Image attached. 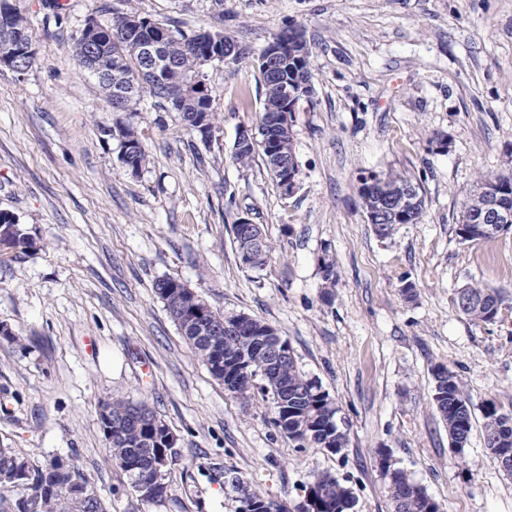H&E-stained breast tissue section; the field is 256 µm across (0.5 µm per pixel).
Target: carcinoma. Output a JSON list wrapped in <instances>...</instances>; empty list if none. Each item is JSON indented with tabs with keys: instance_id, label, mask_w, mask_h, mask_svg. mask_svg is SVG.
Returning a JSON list of instances; mask_svg holds the SVG:
<instances>
[{
	"instance_id": "1",
	"label": "carcinoma",
	"mask_w": 512,
	"mask_h": 512,
	"mask_svg": "<svg viewBox=\"0 0 512 512\" xmlns=\"http://www.w3.org/2000/svg\"><path fill=\"white\" fill-rule=\"evenodd\" d=\"M156 20L137 13L112 15L105 24L111 34L98 33L91 37L79 34L74 40L72 53L76 60L89 72L97 73V79L107 92V103L112 102V85L122 76H139L136 84L119 105V111L134 114L144 98L149 97L158 103H167L178 112L177 100L182 94L196 93L195 103L202 112L208 113V123H213L215 112L210 90H199L206 86L201 72L202 61L209 56H224V41L204 42L199 35H188L168 24H160L166 31L164 42L165 57L171 60V66L161 70L159 75L145 72L144 61L138 51L139 43L154 31ZM18 37H27V20L12 8L7 28H0V51L8 48ZM304 56L299 63L289 66L288 79L312 76V47L303 43ZM272 111L268 100H263V112L257 129L256 144L234 146L233 159L240 166L251 163L256 150H261L264 160L275 181H280L279 172L273 167L264 142V129L269 125ZM121 154L125 163L134 172L139 171L147 160L144 147L133 125L124 128L120 138ZM276 151L295 156L293 148L292 126L283 121L277 129V138L273 141ZM505 169L496 173L480 175V185L500 184L508 187L503 203L512 207V150L506 152ZM246 225H233L237 251L242 265L251 261L248 257L251 242L245 234ZM0 235L12 240V247L28 246V237L20 224L14 222V216L0 212ZM179 280L162 278L155 283V293L164 304L172 320L183 329V335L189 341L195 353L206 366L209 373L219 382H224V368L248 361L249 370L254 377H260L262 384L256 386L245 380L229 389V392L245 397L260 390L272 397L274 404L273 422L283 428L288 421L286 437L298 443V447L308 445L317 448L327 438H332L336 452L346 447L348 439L340 428L337 419L338 408L329 394L322 390L319 383L307 378L298 368L295 356L288 363L278 367L263 369L264 359L257 353L254 339L275 332L265 322L249 318L247 328L241 333H222L219 336L220 354H215L199 330H186L180 320V308L184 295L178 288ZM466 298L456 297L455 307L466 318L475 321L492 322L493 306L502 304L498 291L478 284L465 286ZM432 400L437 412L448 429L450 445H460L470 441L473 429V415L468 400L462 394L456 377L448 373L439 385L432 389ZM483 438L486 448L495 454L505 455L512 460V415L502 413L497 405L489 401L483 407ZM103 432L112 433V441L107 443L109 460L123 470L131 479V487L138 491V485L149 479L143 473L144 464L141 455L145 448L167 450L165 437L168 427L145 403L129 398H111L104 402V411L99 414ZM380 469L389 480L390 499L393 512H440V505L430 497L426 490L414 483L404 471L392 467L390 457L380 453ZM22 469L28 473L25 484L27 493L32 495L34 512H106L100 497L88 499L80 495L83 485L88 483L80 469L73 465L53 464L44 470H33L27 459L11 448H0V512H17L19 502L6 498V493L14 488L12 474ZM235 488L240 503L252 500L256 503L265 499L260 492L242 481L235 479ZM310 498L309 506L317 512H352L356 499L348 487L330 474L320 475L306 488Z\"/></svg>"
}]
</instances>
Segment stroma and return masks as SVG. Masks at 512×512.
<instances>
[{
  "mask_svg": "<svg viewBox=\"0 0 512 512\" xmlns=\"http://www.w3.org/2000/svg\"><path fill=\"white\" fill-rule=\"evenodd\" d=\"M10 2L36 59L23 74L0 66V211L32 245L0 252V328L21 338H0V448L33 467L73 462L110 512H237L236 477L295 512L323 473L351 490L356 512H392L383 452L444 512H512V475L487 454L482 414L490 400L512 412V231L477 245L455 232L479 173L502 170L512 149V0ZM104 3L189 35L223 29L251 60L281 31L303 30L313 92L291 116L295 192L282 193L262 156L232 159L238 129L262 113L251 61L203 66L217 114L209 137L148 99L131 117L112 111L72 55ZM127 121L148 155L136 173L111 134ZM362 170L410 177L420 223L378 237ZM241 217L274 247L262 271L238 257ZM163 277L287 339L339 407L347 448L296 447L270 397L226 391L156 296ZM471 283L504 294L496 322L454 308ZM439 363L473 412L460 456L432 402ZM112 397L146 402L176 438L160 501H141L106 458L99 405Z\"/></svg>",
  "mask_w": 512,
  "mask_h": 512,
  "instance_id": "stroma-1",
  "label": "stroma"
}]
</instances>
